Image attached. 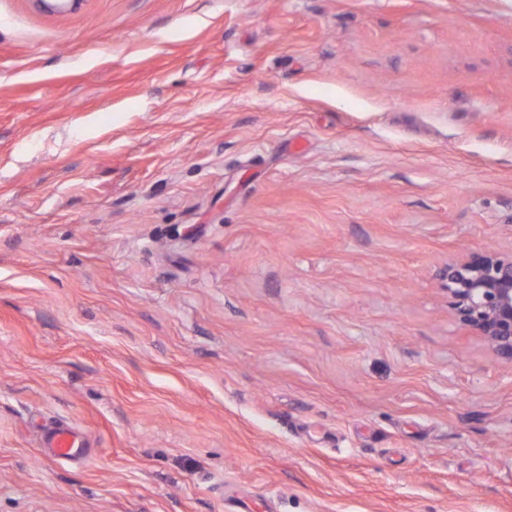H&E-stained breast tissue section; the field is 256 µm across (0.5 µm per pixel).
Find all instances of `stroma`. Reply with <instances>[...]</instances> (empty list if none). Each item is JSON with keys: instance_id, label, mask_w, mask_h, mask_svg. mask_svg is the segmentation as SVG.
Returning a JSON list of instances; mask_svg holds the SVG:
<instances>
[{"instance_id": "1", "label": "stroma", "mask_w": 512, "mask_h": 512, "mask_svg": "<svg viewBox=\"0 0 512 512\" xmlns=\"http://www.w3.org/2000/svg\"><path fill=\"white\" fill-rule=\"evenodd\" d=\"M472 252L512 0H0V512H512ZM49 448L52 455L60 459H74L82 453L75 436L67 429L53 432Z\"/></svg>"}]
</instances>
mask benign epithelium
I'll use <instances>...</instances> for the list:
<instances>
[{"label":"benign epithelium","mask_w":512,"mask_h":512,"mask_svg":"<svg viewBox=\"0 0 512 512\" xmlns=\"http://www.w3.org/2000/svg\"><path fill=\"white\" fill-rule=\"evenodd\" d=\"M448 297L457 319L512 362V254H477L449 264Z\"/></svg>","instance_id":"1"}]
</instances>
